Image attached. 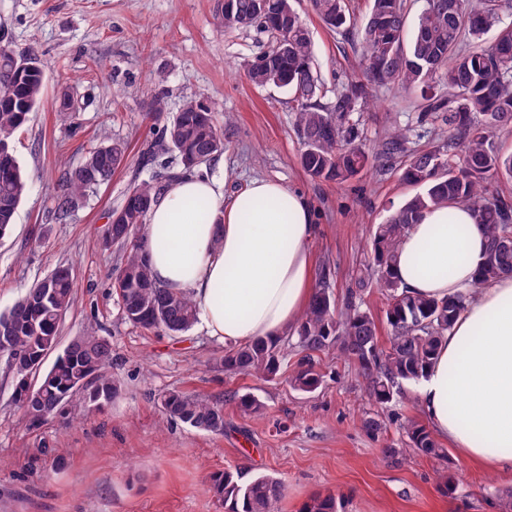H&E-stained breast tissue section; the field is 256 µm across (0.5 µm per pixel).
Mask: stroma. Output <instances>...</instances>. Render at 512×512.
I'll list each match as a JSON object with an SVG mask.
<instances>
[{"label":"stroma","mask_w":512,"mask_h":512,"mask_svg":"<svg viewBox=\"0 0 512 512\" xmlns=\"http://www.w3.org/2000/svg\"><path fill=\"white\" fill-rule=\"evenodd\" d=\"M296 9L309 28L320 101L331 103L358 74L357 36L327 29L309 0H297ZM1 45L32 54L45 85L36 112L12 138L29 190L0 239V312L56 267L70 268L74 302L59 342L91 330L108 338L119 393L103 411L72 404L34 428L0 371V512H224L210 488L211 475L224 471L281 480L285 494L274 512H296L298 502L318 495L335 497L343 512H512V471L472 466L453 451L441 460L406 449L400 421L429 422L416 384L379 408L356 366L332 350L314 356L321 386L295 390L287 381L298 359L292 329L284 334L290 347L281 376L224 373L216 363L224 344L200 328L172 336L124 320L112 287L120 251L102 245L108 216L128 189L171 159L159 152L146 166L143 153L195 98L226 122L224 152L200 175L222 183L228 200L256 177L306 195L317 224L313 269H329L330 291L344 301L370 255L374 226L416 192L400 179L409 153L437 143L439 121H419L413 96L393 85L372 90L371 105L358 114L367 144L401 128L405 150L373 156L338 185L301 169L292 95L247 78L270 45L267 33L225 29L215 0H0ZM65 92L76 104L66 116L57 110ZM158 104L164 114L156 122L149 114ZM115 140L127 145L125 165L60 213L64 170ZM174 391L222 400L223 432L168 420L160 400ZM245 393L261 403L258 413L237 407ZM375 415L386 427L372 435L363 423ZM390 447L401 449L398 460L383 457ZM448 476L455 489L446 494Z\"/></svg>","instance_id":"obj_1"}]
</instances>
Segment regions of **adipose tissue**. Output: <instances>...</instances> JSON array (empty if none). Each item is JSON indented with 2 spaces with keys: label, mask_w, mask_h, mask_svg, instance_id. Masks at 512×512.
I'll use <instances>...</instances> for the list:
<instances>
[{
  "label": "adipose tissue",
  "mask_w": 512,
  "mask_h": 512,
  "mask_svg": "<svg viewBox=\"0 0 512 512\" xmlns=\"http://www.w3.org/2000/svg\"><path fill=\"white\" fill-rule=\"evenodd\" d=\"M207 218H200V211ZM307 197L256 178L232 201L216 180L170 182L148 216L149 264L186 293L210 338L240 345L295 325L313 290ZM485 238L465 206L423 213L404 237L394 273L410 294L469 292L418 386L432 426L465 461L512 469V275L476 286Z\"/></svg>",
  "instance_id": "ef3b65f1"
}]
</instances>
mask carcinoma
Listing matches in <instances>:
<instances>
[{
	"instance_id": "cac0c4a2",
	"label": "carcinoma",
	"mask_w": 512,
	"mask_h": 512,
	"mask_svg": "<svg viewBox=\"0 0 512 512\" xmlns=\"http://www.w3.org/2000/svg\"><path fill=\"white\" fill-rule=\"evenodd\" d=\"M311 8L330 30L351 25L345 0H310ZM216 12L226 28L256 25L270 37V47L250 65L255 82L287 88L297 102L295 122L302 148L299 164L313 179L342 183L356 177L375 153L403 151L406 132L396 128L373 149L366 143L355 112L368 103L375 85H395L417 95L421 119L441 117L446 134L438 145L414 153L401 178L419 191L390 211L377 225L371 241V258L360 270L358 287L370 283L386 297L385 321L389 347L380 344V332L371 312L363 308L360 292L349 294L337 306L326 282H319L297 327L298 348L305 352L291 377L294 388L311 392L320 376L306 363L310 354L334 350L354 362L363 377L369 399L382 407L402 393L403 383L420 380L435 355L441 337L452 328L464 307L466 295L426 299L401 288L393 268L410 226L433 207L466 205L485 236V254L475 286L512 274V250L501 243L512 234V201L493 193L492 184L512 179V153L496 141L500 130L512 127V22H503L512 0H426L408 30L406 0H370L360 28L363 79L336 93L329 106L313 100L316 83L311 70L308 29L304 22L282 30L279 14L292 21L299 17L293 0H232ZM288 41V53H279ZM15 51L0 48V238L14 224L28 181L11 149V137L29 120L41 100L43 73L16 75ZM162 147L174 154V164L133 184L111 215L103 242L122 250L113 272L120 290L124 319L144 329H159L177 336L195 324L191 300L182 292L163 288L151 277L144 247V227L157 202L162 182L193 173L224 152V135L215 110L187 99L172 121L164 125ZM127 146L117 140L89 151L84 161L66 173V192L57 199L61 211L71 209L83 192L112 177L126 160ZM73 280L69 269L59 267L28 289L10 308L0 312V326L10 335L0 338L12 357L5 372L14 382L13 400L19 403L29 388L38 391V405L25 414L31 426L45 422L58 409L76 403L91 411L103 410L117 392L112 381V344L89 333L76 339V348L58 356L41 375L34 365L59 343V328L72 304ZM288 356L281 339L257 337L224 350L220 366L230 374L259 375L274 379ZM163 413L174 422L206 431L224 430V405L200 395L170 392L161 400ZM408 447L437 458L445 451L432 433L412 420L402 425ZM214 494L224 502V512H272L284 496L276 478L260 475L250 480L231 472L211 477ZM306 512H337L336 498L318 496Z\"/></svg>"
}]
</instances>
